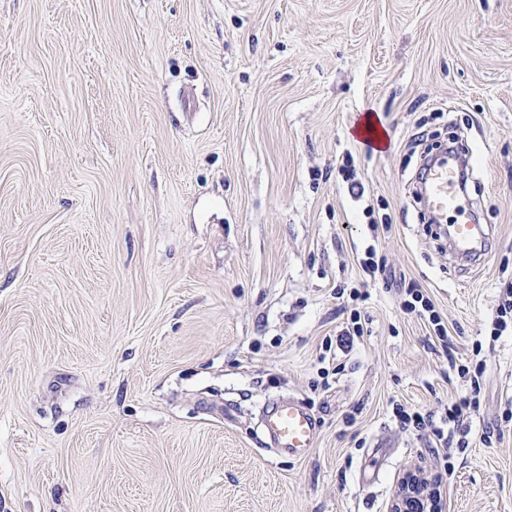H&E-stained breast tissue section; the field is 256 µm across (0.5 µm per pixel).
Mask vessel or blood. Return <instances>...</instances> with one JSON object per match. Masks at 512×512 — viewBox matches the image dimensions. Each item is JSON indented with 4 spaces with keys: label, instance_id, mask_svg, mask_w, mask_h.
Here are the masks:
<instances>
[{
    "label": "vessel or blood",
    "instance_id": "1",
    "mask_svg": "<svg viewBox=\"0 0 512 512\" xmlns=\"http://www.w3.org/2000/svg\"><path fill=\"white\" fill-rule=\"evenodd\" d=\"M466 152L452 147L425 172L423 205L430 220L448 228V247L461 260L480 261L488 254L490 228L477 223L472 201L463 194ZM262 430L270 445L295 459L307 458L318 437L319 421L299 400L272 399L265 405Z\"/></svg>",
    "mask_w": 512,
    "mask_h": 512
}]
</instances>
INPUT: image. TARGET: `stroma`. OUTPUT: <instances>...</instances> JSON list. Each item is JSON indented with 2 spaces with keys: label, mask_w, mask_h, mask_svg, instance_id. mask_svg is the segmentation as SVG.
Here are the masks:
<instances>
[{
  "label": "stroma",
  "mask_w": 512,
  "mask_h": 512,
  "mask_svg": "<svg viewBox=\"0 0 512 512\" xmlns=\"http://www.w3.org/2000/svg\"><path fill=\"white\" fill-rule=\"evenodd\" d=\"M452 130L496 236L468 268L415 195ZM509 278L512 0H0V512H390L416 466L447 512H512V336L491 445L392 415L465 390L398 289L467 356ZM340 287L368 324L326 376ZM283 396L320 421L306 459L264 444Z\"/></svg>",
  "instance_id": "stroma-1"
}]
</instances>
